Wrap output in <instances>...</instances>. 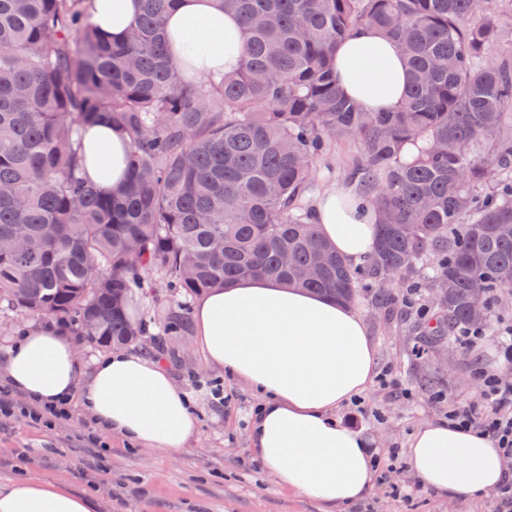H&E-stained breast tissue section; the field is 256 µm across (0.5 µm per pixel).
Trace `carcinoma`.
<instances>
[{"mask_svg":"<svg viewBox=\"0 0 512 512\" xmlns=\"http://www.w3.org/2000/svg\"><path fill=\"white\" fill-rule=\"evenodd\" d=\"M174 0H142L115 43L88 0H0V305L105 347L139 342L144 274L200 296L263 278L352 304L374 280L406 289L430 263L432 350L483 327L512 293V0H221L242 22L239 66L194 78L164 37ZM362 27L395 39L409 90L367 112L336 78ZM125 132L129 180L89 184L96 124ZM354 139L350 175L378 215L351 266L302 202L317 161Z\"/></svg>","mask_w":512,"mask_h":512,"instance_id":"obj_1","label":"carcinoma"}]
</instances>
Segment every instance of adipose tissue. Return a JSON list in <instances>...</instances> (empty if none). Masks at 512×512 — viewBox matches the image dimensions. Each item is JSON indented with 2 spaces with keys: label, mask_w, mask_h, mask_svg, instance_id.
<instances>
[{
  "label": "adipose tissue",
  "mask_w": 512,
  "mask_h": 512,
  "mask_svg": "<svg viewBox=\"0 0 512 512\" xmlns=\"http://www.w3.org/2000/svg\"><path fill=\"white\" fill-rule=\"evenodd\" d=\"M91 11L120 42L139 3L93 0ZM166 35L174 60L199 77L234 68L244 50L239 19L217 0H179ZM336 76L343 92L370 112L396 111L408 89L395 43L370 27L339 44ZM81 146L89 180L102 188L125 184V133L94 125ZM313 211L321 236L349 264L369 259L378 217L354 189L325 192ZM194 322L208 363L260 394L251 450L279 487L338 508L370 495L376 475L370 441L336 418L337 409L364 393L376 375L374 346L357 309L283 283L245 279L202 295ZM0 366L13 388L38 401L80 395L104 430L144 450H180L197 430L187 393L140 355L115 351L80 384L71 335L54 324L24 329ZM407 464L425 487L448 497H480L506 479L503 452L491 437L444 420L415 432ZM0 512H98V503L58 483L19 475L0 485Z\"/></svg>",
  "instance_id": "obj_1"
}]
</instances>
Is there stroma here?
Wrapping results in <instances>:
<instances>
[{
    "instance_id": "35a3bbf8",
    "label": "stroma",
    "mask_w": 512,
    "mask_h": 512,
    "mask_svg": "<svg viewBox=\"0 0 512 512\" xmlns=\"http://www.w3.org/2000/svg\"><path fill=\"white\" fill-rule=\"evenodd\" d=\"M352 141L336 144L317 164L316 178L306 195L314 201L323 191L347 185V168L358 153ZM388 305L378 303V289H361L355 303L375 349L377 370L390 371L410 397L380 383L348 404L338 416L343 423L368 432L371 450L387 457L390 449L407 450L423 424L444 419L449 403L481 400L478 364L507 375L512 364L497 358L495 341L502 326L512 325V297L491 308L484 337L470 352L449 357L416 355L419 318L399 302L401 289L389 288ZM196 297L172 288H146L136 297L137 314L149 321V334L132 345L133 353L161 364L189 395L198 430L186 448L175 452H143L115 434H101L106 449L83 437L89 414L80 397L72 399V419L65 425L13 422L0 424V480L19 471L60 480L70 488L100 498L101 512H330L311 499L280 488L254 459L249 442L251 415L259 397L242 382L225 380L210 368L193 342L192 328L167 334L162 320L181 308L193 312ZM224 381L230 407L215 403L209 386ZM389 486L375 485L363 505L340 512H493L492 495L479 498L441 497L426 490L406 465H397Z\"/></svg>"
}]
</instances>
